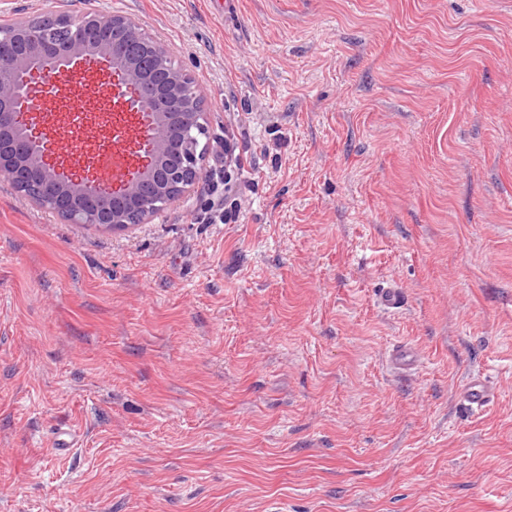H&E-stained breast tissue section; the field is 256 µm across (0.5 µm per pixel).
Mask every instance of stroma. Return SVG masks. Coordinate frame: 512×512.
<instances>
[{"label": "stroma", "instance_id": "stroma-1", "mask_svg": "<svg viewBox=\"0 0 512 512\" xmlns=\"http://www.w3.org/2000/svg\"><path fill=\"white\" fill-rule=\"evenodd\" d=\"M223 3L73 2L194 77L205 165L123 232L0 179V512H512V0ZM492 397L493 388L479 376L468 378L458 392L459 401L471 410L484 408Z\"/></svg>", "mask_w": 512, "mask_h": 512}]
</instances>
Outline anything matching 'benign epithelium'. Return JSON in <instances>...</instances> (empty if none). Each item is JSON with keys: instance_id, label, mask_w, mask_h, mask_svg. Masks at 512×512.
<instances>
[{"instance_id": "benign-epithelium-1", "label": "benign epithelium", "mask_w": 512, "mask_h": 512, "mask_svg": "<svg viewBox=\"0 0 512 512\" xmlns=\"http://www.w3.org/2000/svg\"><path fill=\"white\" fill-rule=\"evenodd\" d=\"M17 22L0 27V175L35 206L72 224L123 230L145 224L199 180L207 113L187 70L172 64L168 49L121 13L51 15L16 8ZM98 52L117 74L115 95L131 96L151 117L149 145L136 175L112 188L95 184L91 166L63 178L43 142L17 112L29 95V78L53 70L69 74L72 60Z\"/></svg>"}]
</instances>
